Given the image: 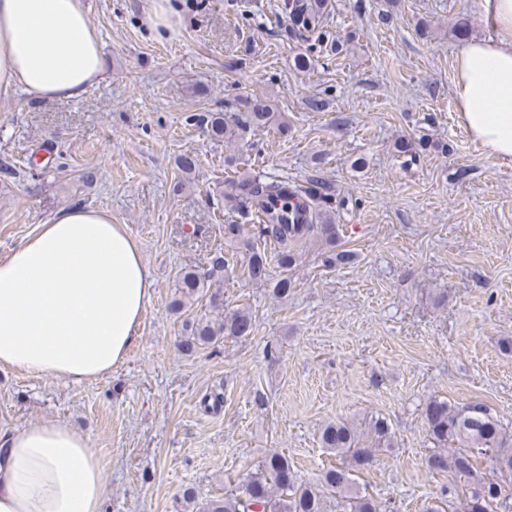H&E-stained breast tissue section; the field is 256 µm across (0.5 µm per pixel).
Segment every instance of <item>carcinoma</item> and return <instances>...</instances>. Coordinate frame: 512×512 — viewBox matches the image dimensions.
<instances>
[{
  "instance_id": "1",
  "label": "carcinoma",
  "mask_w": 512,
  "mask_h": 512,
  "mask_svg": "<svg viewBox=\"0 0 512 512\" xmlns=\"http://www.w3.org/2000/svg\"><path fill=\"white\" fill-rule=\"evenodd\" d=\"M328 0H282L280 11L288 21V32L313 38L317 44H335L324 29L323 16ZM242 112H204L192 116L210 139L232 143L251 128L268 123L271 105L260 99L243 103ZM327 183L318 176L307 184L290 183L288 177L266 172L243 174L230 181L225 200L233 203L243 220L258 217L259 223L231 222L224 225V241L243 257V273L257 285L270 281V264L282 269L272 294L285 298L293 288L288 271L296 266L292 245L314 239L328 247L324 263L331 268L354 261L349 250L336 251L338 227L324 206L331 200ZM272 240L279 245L274 256L259 248V242ZM229 260L223 251L215 252L207 269H188L178 276L180 298L171 303L179 312L185 300H193L199 291L224 272ZM187 335L179 337L177 348L191 357L204 347L214 346L226 337L246 338L253 334L255 320L244 308L230 310L216 319L199 318L184 323ZM428 432L436 448L425 464L437 473L452 472L469 483V493L459 501L454 512H512V486L487 480L476 468L475 452L492 449L489 458L495 469L512 477V435L494 419L481 403L464 407L448 404L440 398L430 399L422 410ZM371 447L361 446V439L344 421H329L321 426V447L333 452L341 463L324 470L315 484L296 481L293 465L287 456L273 452L261 460L255 471L241 485L224 491L198 507L199 512H327V503L336 500V512H381L374 499L355 485L353 472L373 463L372 448L390 447L388 423L377 419L370 427Z\"/></svg>"
}]
</instances>
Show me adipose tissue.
Segmentation results:
<instances>
[{
	"mask_svg": "<svg viewBox=\"0 0 512 512\" xmlns=\"http://www.w3.org/2000/svg\"><path fill=\"white\" fill-rule=\"evenodd\" d=\"M490 34L460 46L453 95L469 135L512 164V0H481ZM84 0H0V93L80 99L106 74ZM155 281L109 212L74 206L0 258V368L98 380L136 341ZM102 466L79 430L43 419L0 438V512H103Z\"/></svg>",
	"mask_w": 512,
	"mask_h": 512,
	"instance_id": "ef3b65f1",
	"label": "adipose tissue"
}]
</instances>
